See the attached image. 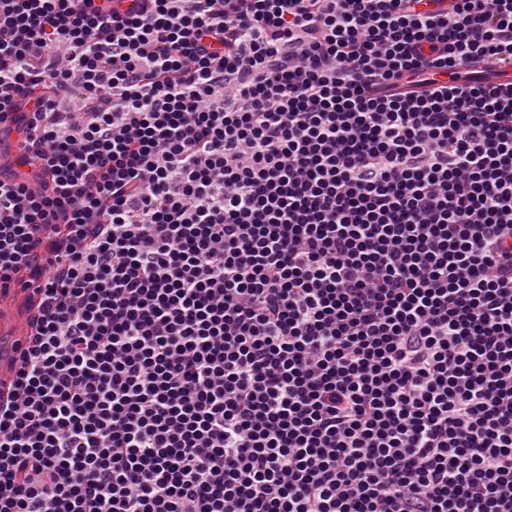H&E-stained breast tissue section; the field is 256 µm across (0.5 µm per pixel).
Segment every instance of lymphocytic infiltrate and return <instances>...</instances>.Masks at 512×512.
I'll list each match as a JSON object with an SVG mask.
<instances>
[{"label":"lymphocytic infiltrate","instance_id":"lymphocytic-infiltrate-1","mask_svg":"<svg viewBox=\"0 0 512 512\" xmlns=\"http://www.w3.org/2000/svg\"><path fill=\"white\" fill-rule=\"evenodd\" d=\"M484 60L512 0H0V512H512ZM24 317L23 296L18 295L14 304H0V396L2 399L10 393L14 379L16 365L14 348L19 343H24L26 335ZM5 338L10 342L8 348L4 345Z\"/></svg>","mask_w":512,"mask_h":512}]
</instances>
